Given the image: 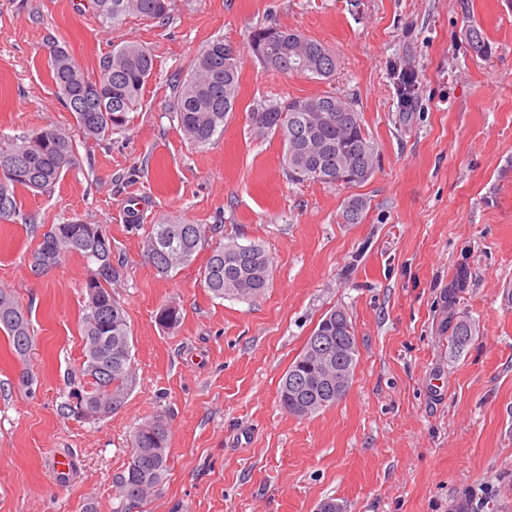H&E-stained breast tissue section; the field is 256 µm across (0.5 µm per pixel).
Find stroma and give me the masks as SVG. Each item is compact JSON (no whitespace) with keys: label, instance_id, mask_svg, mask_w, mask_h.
Wrapping results in <instances>:
<instances>
[{"label":"stroma","instance_id":"stroma-1","mask_svg":"<svg viewBox=\"0 0 512 512\" xmlns=\"http://www.w3.org/2000/svg\"><path fill=\"white\" fill-rule=\"evenodd\" d=\"M257 26L319 40L334 75L264 66L247 46ZM472 27L486 55L469 49ZM217 37L239 52L241 90L223 136L199 148L173 117L171 80ZM52 40L89 73L128 41L149 47L155 69L126 129L80 148L51 193L19 191L20 216L0 224V289L33 336L20 359L0 333V512H316L327 498L345 512H512V0H173L165 21L115 25L89 0H0V137L74 129L49 75ZM326 91L354 101L378 152L373 176L351 188L288 182L280 138L249 125L258 102ZM354 193L368 207L350 224L342 201ZM76 219L112 240L136 372L124 405L90 423L57 413L82 362L86 265H29L36 227ZM174 220L214 234L163 277L142 242ZM233 239L271 260L251 301L213 298L200 280L211 247ZM462 266L467 284L448 300ZM167 304L182 316L171 330L155 319ZM333 309L354 328L352 382L316 415H288L282 377ZM452 315L475 326L461 349ZM158 414L169 471L123 510L130 434ZM61 454L73 461L64 483Z\"/></svg>","mask_w":512,"mask_h":512}]
</instances>
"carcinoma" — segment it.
Here are the masks:
<instances>
[{
  "label": "carcinoma",
  "instance_id": "carcinoma-1",
  "mask_svg": "<svg viewBox=\"0 0 512 512\" xmlns=\"http://www.w3.org/2000/svg\"><path fill=\"white\" fill-rule=\"evenodd\" d=\"M92 4L102 22L112 24L128 15L163 21L169 18L172 0H92ZM466 39L474 53L488 52L480 30L469 29ZM248 48L261 63L286 76L328 78L336 69V56L329 48L294 29L256 27L249 33ZM230 52L231 43L217 37L198 52L188 76L173 80L175 118L195 146L205 147L224 133V121L237 102L239 58ZM47 64L60 100L74 115L77 134L47 125L17 137L0 138V207L8 208L6 222L19 216L17 190L47 194L62 175L79 164L77 137L97 140L127 126L128 114L138 109L153 73L154 56L137 42L116 45L103 57L99 73L89 76L67 48L53 45ZM248 119L258 134L279 136L282 169L292 183L332 185L338 176L350 174L354 176L350 184L357 185L367 181L378 165L376 148L365 133L360 113L352 102L335 93L297 96L283 102L265 100L251 109ZM366 206V199L359 195L346 197V221L358 223ZM206 234L201 224H154L143 241L144 253L157 273L167 276L193 263ZM73 254L88 264L84 281L87 302L81 318L83 362L80 377L68 378L58 412L66 418L71 405L80 404L110 416L123 406L136 380L126 311L112 291L120 274L112 263L111 238L101 224L81 220L50 224L39 234L30 268L41 274ZM270 267V258L260 245L232 240L212 250L199 275L213 297L248 301L269 287ZM180 319V310L174 305L156 314V321L167 329L176 328ZM0 332L17 356L28 353L32 343L29 319L2 290ZM473 333L471 323L460 317L452 326L451 341L464 348ZM313 335L325 337L327 349L333 352L336 342H351L349 364L356 367L359 351L347 314L338 316L331 311ZM311 343L312 339H307L280 387L282 409L298 418L310 417L341 399L317 376L320 355L310 352ZM168 441V423L161 416L135 428L126 473L117 481L119 498L139 504L152 495L169 470Z\"/></svg>",
  "mask_w": 512,
  "mask_h": 512
}]
</instances>
